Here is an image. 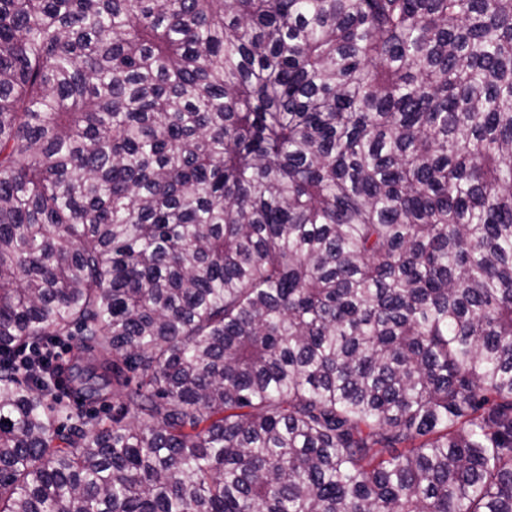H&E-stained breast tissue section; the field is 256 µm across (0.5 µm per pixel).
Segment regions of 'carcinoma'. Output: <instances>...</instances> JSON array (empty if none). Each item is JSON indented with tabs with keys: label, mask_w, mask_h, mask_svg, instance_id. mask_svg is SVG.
<instances>
[{
	"label": "carcinoma",
	"mask_w": 512,
	"mask_h": 512,
	"mask_svg": "<svg viewBox=\"0 0 512 512\" xmlns=\"http://www.w3.org/2000/svg\"><path fill=\"white\" fill-rule=\"evenodd\" d=\"M0 512H512V0H0Z\"/></svg>",
	"instance_id": "1"
}]
</instances>
